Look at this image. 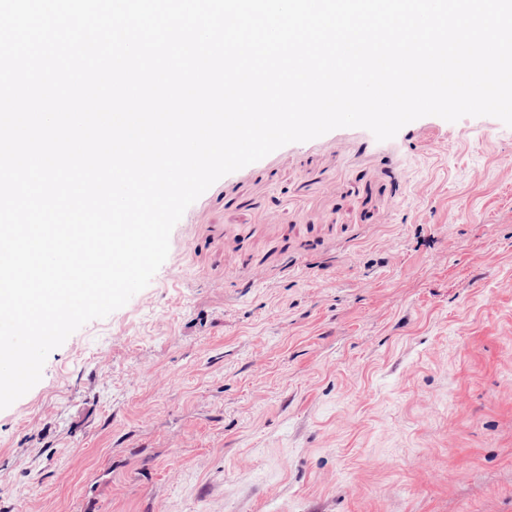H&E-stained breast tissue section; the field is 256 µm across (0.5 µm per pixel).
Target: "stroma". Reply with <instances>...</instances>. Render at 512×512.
Returning <instances> with one entry per match:
<instances>
[{
	"label": "stroma",
	"mask_w": 512,
	"mask_h": 512,
	"mask_svg": "<svg viewBox=\"0 0 512 512\" xmlns=\"http://www.w3.org/2000/svg\"><path fill=\"white\" fill-rule=\"evenodd\" d=\"M0 512H512V127L216 181L0 410Z\"/></svg>",
	"instance_id": "35a3bbf8"
}]
</instances>
